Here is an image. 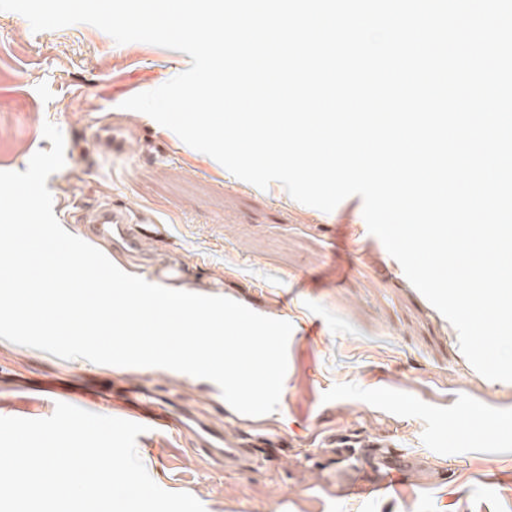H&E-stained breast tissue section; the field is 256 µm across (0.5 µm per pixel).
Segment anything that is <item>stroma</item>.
<instances>
[{"mask_svg": "<svg viewBox=\"0 0 512 512\" xmlns=\"http://www.w3.org/2000/svg\"><path fill=\"white\" fill-rule=\"evenodd\" d=\"M190 64L160 46L117 44L78 23L33 32L0 11V171H25L50 150L45 123L64 138V166L47 180L53 212L85 237L80 213L107 201L155 209L165 239H144L142 275L163 252L188 264L182 290L233 299L291 324L288 369L276 415L246 416L209 380L144 367L104 369L0 339V417L43 419L51 400L10 390L9 374L35 380L61 368L111 375L185 409L248 459L212 464L177 435L147 430L136 449L163 489L187 492L205 512H512V382L480 375L454 326L410 283L370 234L361 197L324 212L233 176L146 114L122 109ZM379 438L413 460L403 497L345 495L358 463L337 466L329 438Z\"/></svg>", "mask_w": 512, "mask_h": 512, "instance_id": "1", "label": "stroma"}]
</instances>
